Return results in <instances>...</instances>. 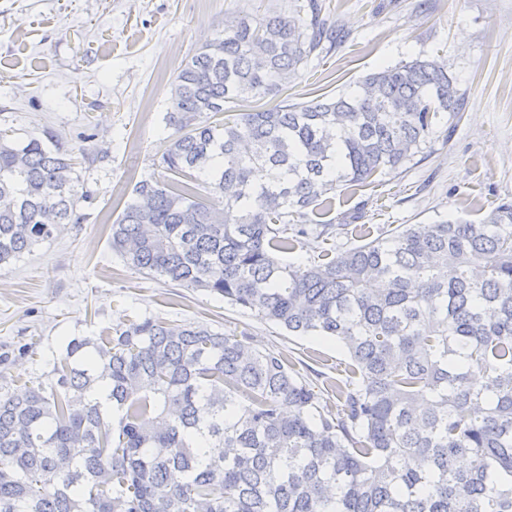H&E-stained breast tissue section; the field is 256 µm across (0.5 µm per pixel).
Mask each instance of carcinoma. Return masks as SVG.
Masks as SVG:
<instances>
[{"label": "carcinoma", "mask_w": 512, "mask_h": 512, "mask_svg": "<svg viewBox=\"0 0 512 512\" xmlns=\"http://www.w3.org/2000/svg\"><path fill=\"white\" fill-rule=\"evenodd\" d=\"M339 40L309 0L304 20L245 16L199 49L171 84L168 178L138 181L110 227L127 267L339 344L336 404L200 322L75 337L50 382L0 390V512H512V203L278 258L335 231L295 223L307 209L407 171L464 105L447 64L415 58L324 101L235 111ZM77 183L60 146L0 135V266L87 220ZM352 227L345 230H336V237L330 238L324 244L316 242L313 238H303L297 245L296 249L292 253L284 254L282 259L290 264H299L304 261H310L314 258L317 260V256L323 249L333 251L336 248H353L361 245L365 241L364 238H360L358 234L351 231ZM331 250V251H330Z\"/></svg>", "instance_id": "1"}]
</instances>
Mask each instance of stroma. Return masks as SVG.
I'll return each instance as SVG.
<instances>
[{"label": "stroma", "mask_w": 512, "mask_h": 512, "mask_svg": "<svg viewBox=\"0 0 512 512\" xmlns=\"http://www.w3.org/2000/svg\"><path fill=\"white\" fill-rule=\"evenodd\" d=\"M308 0H0V130L24 141L51 138L77 162L79 207L65 226L0 268V352L36 342L35 355L0 365V386L24 391L53 376L68 336L144 316L199 321L249 336L259 349L296 361L321 386L346 361L336 343L295 336L204 291L179 288L128 268L110 245L119 193L164 178L160 163L170 84L202 45L244 14L291 11ZM345 33L311 57L288 87L290 102L332 98L366 75L416 57L448 65L464 96L450 140L408 172L378 176L337 194L338 221L363 206L372 235L388 225L484 220L512 202V0H325Z\"/></svg>", "instance_id": "obj_1"}]
</instances>
